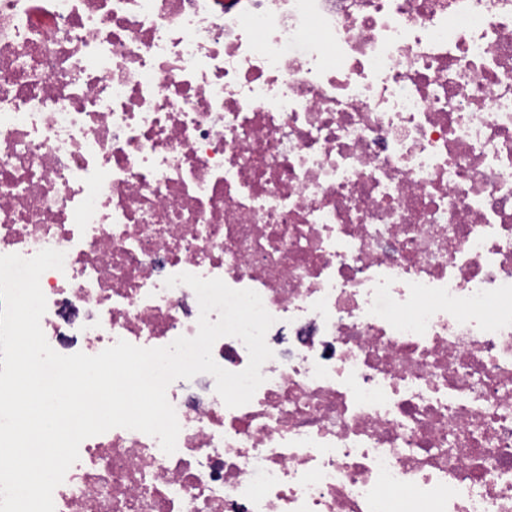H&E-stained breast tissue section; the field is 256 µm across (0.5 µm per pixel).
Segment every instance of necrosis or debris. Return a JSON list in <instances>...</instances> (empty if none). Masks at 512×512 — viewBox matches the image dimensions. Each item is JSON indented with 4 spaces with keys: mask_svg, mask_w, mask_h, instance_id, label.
I'll return each instance as SVG.
<instances>
[{
    "mask_svg": "<svg viewBox=\"0 0 512 512\" xmlns=\"http://www.w3.org/2000/svg\"><path fill=\"white\" fill-rule=\"evenodd\" d=\"M58 353L262 298L246 405L85 439L55 512H512V0H0V255ZM289 342H282V334Z\"/></svg>",
    "mask_w": 512,
    "mask_h": 512,
    "instance_id": "1",
    "label": "necrosis or debris"
}]
</instances>
